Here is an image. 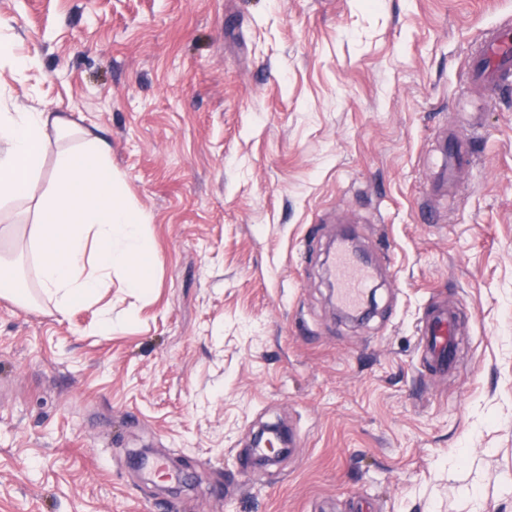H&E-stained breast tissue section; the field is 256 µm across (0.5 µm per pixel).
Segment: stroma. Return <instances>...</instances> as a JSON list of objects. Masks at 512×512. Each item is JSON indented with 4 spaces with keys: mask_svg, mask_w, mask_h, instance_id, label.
Here are the masks:
<instances>
[{
    "mask_svg": "<svg viewBox=\"0 0 512 512\" xmlns=\"http://www.w3.org/2000/svg\"><path fill=\"white\" fill-rule=\"evenodd\" d=\"M512 0H0V104L103 135L146 294L0 297V512H512V84L468 66ZM38 65L17 69L14 57ZM477 154L429 193L448 135ZM381 270L349 322L322 259ZM459 313L456 368L418 347ZM112 310V328H98ZM292 450L240 471L254 430ZM164 460L183 489L143 478ZM457 311L448 306L432 307L425 313L418 330L420 346L434 370L455 368Z\"/></svg>",
    "mask_w": 512,
    "mask_h": 512,
    "instance_id": "stroma-1",
    "label": "stroma"
}]
</instances>
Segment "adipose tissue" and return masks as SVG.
Returning <instances> with one entry per match:
<instances>
[{
    "label": "adipose tissue",
    "mask_w": 512,
    "mask_h": 512,
    "mask_svg": "<svg viewBox=\"0 0 512 512\" xmlns=\"http://www.w3.org/2000/svg\"><path fill=\"white\" fill-rule=\"evenodd\" d=\"M51 129L79 142L56 152L54 179L36 197L32 185ZM109 152L104 139L64 116L0 110V203L34 199L28 245L41 290L63 316L95 301L113 272L124 273L134 292L145 290L152 273L144 217L125 202Z\"/></svg>",
    "instance_id": "ef3b65f1"
}]
</instances>
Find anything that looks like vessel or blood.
<instances>
[{
	"label": "vessel or blood",
	"instance_id": "obj_1",
	"mask_svg": "<svg viewBox=\"0 0 512 512\" xmlns=\"http://www.w3.org/2000/svg\"><path fill=\"white\" fill-rule=\"evenodd\" d=\"M475 58L478 65L472 71V82L480 84L487 95L498 94L501 79L512 76V20H504L481 38ZM327 275L335 285L337 306L350 314H360L365 294L376 278L372 267L343 242L328 259ZM457 320L456 309L448 306L430 308L423 317L419 343L435 370L449 372L455 367Z\"/></svg>",
	"mask_w": 512,
	"mask_h": 512
}]
</instances>
